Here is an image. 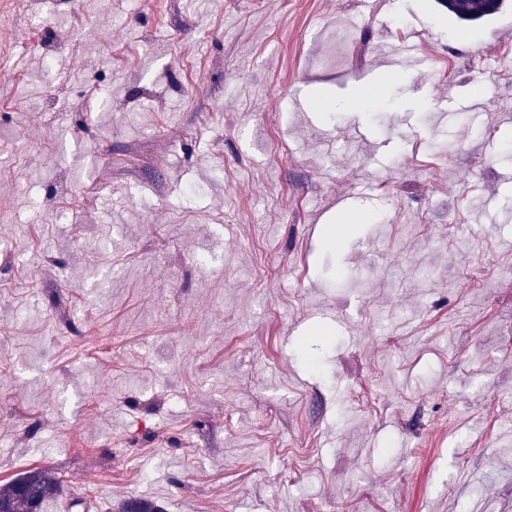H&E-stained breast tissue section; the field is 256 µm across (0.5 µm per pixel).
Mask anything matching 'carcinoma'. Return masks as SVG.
<instances>
[{
	"mask_svg": "<svg viewBox=\"0 0 512 512\" xmlns=\"http://www.w3.org/2000/svg\"><path fill=\"white\" fill-rule=\"evenodd\" d=\"M438 4L464 22L490 16L503 6L496 0L493 9L484 8L483 0H438ZM63 484L49 468L29 470L9 482L0 484V512H42L49 500L62 492Z\"/></svg>",
	"mask_w": 512,
	"mask_h": 512,
	"instance_id": "cac0c4a2",
	"label": "carcinoma"
}]
</instances>
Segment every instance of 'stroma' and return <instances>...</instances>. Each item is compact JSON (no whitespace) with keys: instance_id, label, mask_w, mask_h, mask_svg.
Segmentation results:
<instances>
[{"instance_id":"stroma-1","label":"stroma","mask_w":512,"mask_h":512,"mask_svg":"<svg viewBox=\"0 0 512 512\" xmlns=\"http://www.w3.org/2000/svg\"><path fill=\"white\" fill-rule=\"evenodd\" d=\"M510 131L512 0H0V484L512 512ZM484 0H438L437 3L455 15L460 21L474 22L495 14L503 6L505 0H495L497 3L491 10H486Z\"/></svg>"}]
</instances>
